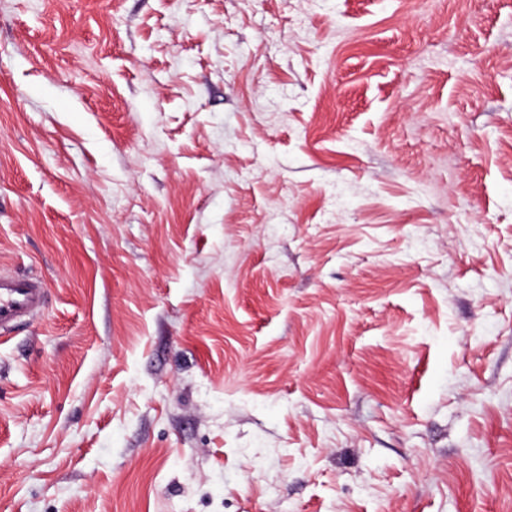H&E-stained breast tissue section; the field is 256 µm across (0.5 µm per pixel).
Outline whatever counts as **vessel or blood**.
<instances>
[{
	"label": "vessel or blood",
	"instance_id": "1",
	"mask_svg": "<svg viewBox=\"0 0 512 512\" xmlns=\"http://www.w3.org/2000/svg\"><path fill=\"white\" fill-rule=\"evenodd\" d=\"M46 296L42 279L0 272V333L40 314Z\"/></svg>",
	"mask_w": 512,
	"mask_h": 512
}]
</instances>
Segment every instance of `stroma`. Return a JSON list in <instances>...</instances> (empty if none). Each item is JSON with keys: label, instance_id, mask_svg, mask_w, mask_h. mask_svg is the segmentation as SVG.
Segmentation results:
<instances>
[{"label": "stroma", "instance_id": "35a3bbf8", "mask_svg": "<svg viewBox=\"0 0 512 512\" xmlns=\"http://www.w3.org/2000/svg\"><path fill=\"white\" fill-rule=\"evenodd\" d=\"M0 512H512V0H0ZM46 296L42 279L0 272V333L40 314Z\"/></svg>", "mask_w": 512, "mask_h": 512}]
</instances>
